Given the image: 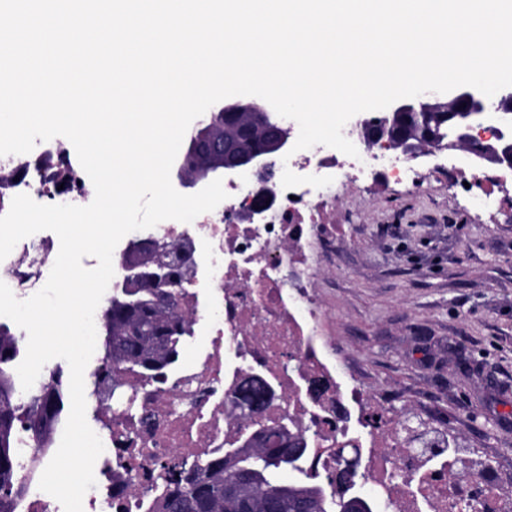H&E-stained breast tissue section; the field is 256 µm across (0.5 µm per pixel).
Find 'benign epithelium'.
<instances>
[{"label":"benign epithelium","mask_w":512,"mask_h":512,"mask_svg":"<svg viewBox=\"0 0 512 512\" xmlns=\"http://www.w3.org/2000/svg\"><path fill=\"white\" fill-rule=\"evenodd\" d=\"M422 123L413 127L410 117ZM448 125V138L434 126ZM352 127L370 150L413 160L445 152L462 166H492L512 173V92L492 101L471 87L425 93L394 102L386 111L359 113ZM293 127L258 98L224 99L187 130L172 180L186 195L220 178L234 181L270 172L293 147ZM171 245L149 238L130 240L121 256V276L111 301L123 302L133 288H176L182 277L164 260Z\"/></svg>","instance_id":"7a95c632"}]
</instances>
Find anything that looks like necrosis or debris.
I'll list each match as a JSON object with an SVG mask.
<instances>
[{
	"instance_id": "obj_1",
	"label": "necrosis or debris",
	"mask_w": 512,
	"mask_h": 512,
	"mask_svg": "<svg viewBox=\"0 0 512 512\" xmlns=\"http://www.w3.org/2000/svg\"><path fill=\"white\" fill-rule=\"evenodd\" d=\"M74 152L70 142L55 138L27 154L0 156V170L15 176L0 194V216L19 194L47 205L91 203V181ZM288 167L301 176L332 177L336 151L322 145L301 150ZM260 184L253 176L230 185L213 211L152 228V235L174 243V263L189 270L175 299L197 342L195 356L178 359L161 382L123 373L133 402L120 408L98 382L105 353L96 347L84 373L85 399L87 422L104 451L83 512H149L180 478L181 461L232 447L246 426L277 424L307 435L320 471L359 467L363 484L389 503L390 512H456L462 499L475 512H512V491L500 488L495 466H467L451 448L420 454L404 444L393 422L369 427L368 441L355 435V427H368L380 414V399L338 367L323 331L316 288L321 268L312 241L332 243L336 232L320 201L326 190L278 183L264 205ZM59 247L49 230L21 240L0 261V281L18 299L31 297L46 284ZM252 374L269 385L258 411L235 398L239 379Z\"/></svg>"
}]
</instances>
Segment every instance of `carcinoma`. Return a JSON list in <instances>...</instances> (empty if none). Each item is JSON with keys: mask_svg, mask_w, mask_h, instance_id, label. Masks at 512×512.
<instances>
[{"mask_svg": "<svg viewBox=\"0 0 512 512\" xmlns=\"http://www.w3.org/2000/svg\"><path fill=\"white\" fill-rule=\"evenodd\" d=\"M155 288H139V317L112 316V390L122 388L120 375L136 368L147 375H160L176 361L185 327L158 334V327L174 322L175 303L158 305ZM20 339L0 325V512H14L24 484L34 480L49 453L52 434L66 408L63 385L51 384L32 396L27 405L14 404V366ZM244 401L258 409L265 402L261 384L251 381L240 391ZM25 430L40 453L31 459L23 478L16 472L17 435ZM279 448L267 445L265 432L243 438L238 448L213 455L192 465L194 475L175 484L155 503L158 512H279L276 505L304 503L305 512H376L372 499L354 488V475L336 478L322 475L305 454L292 455L290 448L306 443L305 434L289 433ZM303 476L285 482L284 471Z\"/></svg>", "mask_w": 512, "mask_h": 512, "instance_id": "1", "label": "carcinoma"}]
</instances>
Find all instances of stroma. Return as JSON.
<instances>
[{
	"mask_svg": "<svg viewBox=\"0 0 512 512\" xmlns=\"http://www.w3.org/2000/svg\"><path fill=\"white\" fill-rule=\"evenodd\" d=\"M415 180L336 187V239L317 245L325 333L389 416L425 410L460 449L512 462V187L463 191L445 156ZM494 191L501 207L474 198Z\"/></svg>",
	"mask_w": 512,
	"mask_h": 512,
	"instance_id": "stroma-1",
	"label": "stroma"
}]
</instances>
